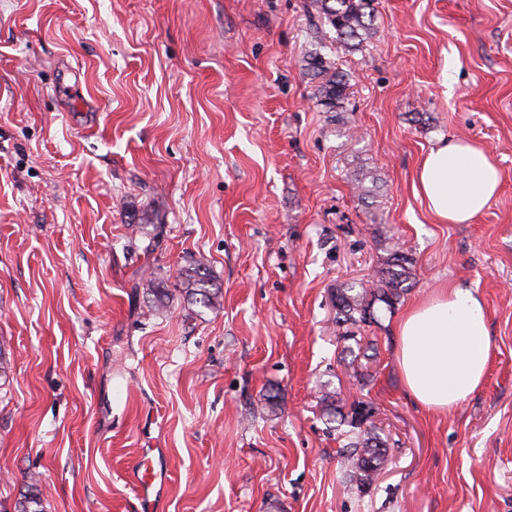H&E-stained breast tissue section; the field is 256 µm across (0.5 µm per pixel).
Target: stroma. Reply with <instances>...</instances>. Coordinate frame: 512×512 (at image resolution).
<instances>
[{"mask_svg":"<svg viewBox=\"0 0 512 512\" xmlns=\"http://www.w3.org/2000/svg\"><path fill=\"white\" fill-rule=\"evenodd\" d=\"M316 50L348 78L341 113ZM457 139L502 182L440 224L412 180ZM393 250L413 288L346 339L337 288ZM190 260L219 310L179 295ZM147 264L164 309L133 289ZM447 286L483 299L490 362L435 412L395 326ZM0 350V512L32 476L45 512H143L147 452L152 512H512V0H377L356 51L311 0H0ZM327 390L375 409L367 490ZM335 62L327 55L315 52L309 62L312 79L318 82V92L329 109L342 107L347 89L346 78L337 71ZM162 482L161 470H157L152 459L143 457L139 461V465L136 470V482L138 490L142 496V500L146 505V509L150 510L149 497L156 491L158 481Z\"/></svg>","mask_w":512,"mask_h":512,"instance_id":"35a3bbf8","label":"stroma"}]
</instances>
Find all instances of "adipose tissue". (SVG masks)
Instances as JSON below:
<instances>
[{
  "mask_svg": "<svg viewBox=\"0 0 512 512\" xmlns=\"http://www.w3.org/2000/svg\"><path fill=\"white\" fill-rule=\"evenodd\" d=\"M501 171L477 143L432 147L419 162L413 190L441 224H468L497 195ZM398 363L404 385L422 407L445 411L483 384L490 360L487 311L469 288H441L398 320Z\"/></svg>",
  "mask_w": 512,
  "mask_h": 512,
  "instance_id": "ef3b65f1",
  "label": "adipose tissue"
}]
</instances>
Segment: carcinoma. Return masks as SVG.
Masks as SVG:
<instances>
[{
  "label": "carcinoma",
  "mask_w": 512,
  "mask_h": 512,
  "mask_svg": "<svg viewBox=\"0 0 512 512\" xmlns=\"http://www.w3.org/2000/svg\"><path fill=\"white\" fill-rule=\"evenodd\" d=\"M319 12L336 32V40L347 49L356 51L372 37L375 21V0H314ZM309 71L318 81V92L330 109L341 107L347 89L346 78L337 71L335 62L318 52L311 56ZM408 258L395 250L382 263L375 281L353 282L336 290V322L360 325L378 321L374 304L377 301L391 308L412 287ZM177 285L187 299L211 311L222 305L220 289L213 287L211 277L201 263L188 262L177 277ZM136 287L146 295H160V278L156 269L144 272ZM328 420L351 428L352 438L344 444L342 453L351 468V477L364 488L373 481L387 461L385 441L367 428L371 408L363 402H352L345 408L336 404V393L322 396ZM17 512H43V492L39 480L29 477L28 490L18 502Z\"/></svg>",
  "instance_id": "carcinoma-1"
}]
</instances>
